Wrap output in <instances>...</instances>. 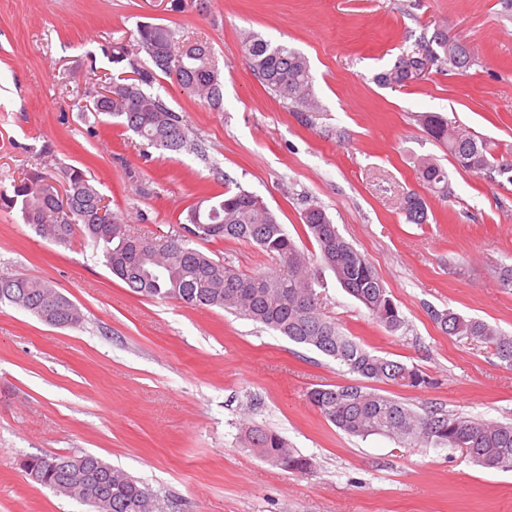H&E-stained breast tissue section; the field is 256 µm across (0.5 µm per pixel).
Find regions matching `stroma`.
I'll list each match as a JSON object with an SVG mask.
<instances>
[{
  "instance_id": "obj_1",
  "label": "stroma",
  "mask_w": 512,
  "mask_h": 512,
  "mask_svg": "<svg viewBox=\"0 0 512 512\" xmlns=\"http://www.w3.org/2000/svg\"><path fill=\"white\" fill-rule=\"evenodd\" d=\"M166 25L212 47L224 106L210 109L167 77L157 87L182 114L197 151L147 149L123 127L82 117L93 78L114 73L106 46L138 23ZM474 48L466 71L429 70L401 89L374 77L434 30ZM304 54L319 112L310 124L253 76L240 34ZM437 112L512 159V0H0V191L28 170L78 167L128 231L157 241L204 197L242 187L260 196L302 249L300 214L320 205L372 263L405 319L389 332L334 277L323 311L381 356L436 381L385 387L411 408L512 421V370L484 344L445 334L444 310L512 336V184L454 168L419 117ZM447 168L450 195L426 194L429 221L400 203L420 191L415 159ZM245 274L272 272L257 247L205 242ZM50 281L84 313L48 326L0 303V512H95L34 482L29 455L90 453L155 495L160 512H512V472L459 449L352 437L306 399L353 375L317 350L217 308L133 294L91 240L61 246L0 208V273ZM277 431L314 463L290 473L247 448L246 428Z\"/></svg>"
}]
</instances>
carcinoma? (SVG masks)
I'll list each match as a JSON object with an SVG mask.
<instances>
[{
	"label": "carcinoma",
	"mask_w": 512,
	"mask_h": 512,
	"mask_svg": "<svg viewBox=\"0 0 512 512\" xmlns=\"http://www.w3.org/2000/svg\"><path fill=\"white\" fill-rule=\"evenodd\" d=\"M241 48L253 76L276 99L295 112L301 121L317 110L313 77L306 57L286 45H274L252 31L241 33ZM437 69L464 71L473 65V49L448 40L437 30L423 42ZM112 63L121 64L134 77L120 74L95 91L92 112L119 120L160 153L178 154L196 149L183 116L154 89L163 74L176 81L190 97L210 108L222 107L221 72L211 48L202 42H186L170 27L150 22L136 26L132 48L112 46L105 50ZM150 64H145L142 57ZM415 61L401 55L389 69L377 74L381 86H406L417 79ZM420 121L428 133L448 148L455 167L491 181L503 178L512 184V160L494 154L490 142L448 123L436 113ZM423 185L448 197V171L428 157L416 161ZM107 199L85 172L77 167L56 176L33 169L14 182L12 192H0V207L16 209L24 223L40 236L58 244L71 242V221L83 235L101 248L106 266L133 293L151 299L176 300L194 307H216L263 324L291 341L316 349L339 362L360 378L348 385H318L306 393L308 402L337 428L350 436L380 435L403 445L461 448L479 466L512 470V423H503L443 412L422 413L405 402L364 389L361 382L423 388L431 378L416 366H408L364 348L347 336L322 311L317 288L322 272L330 271L341 288L389 332L400 330L405 320L369 260L338 232L319 205L303 210L305 235L314 243L322 265L317 267L288 236L284 226L263 200L240 187L228 188L221 198L207 197L192 205L181 225L183 233L162 244L134 238L112 214ZM401 210L409 224H426L428 205L415 192L407 194ZM229 241L254 245L272 255L279 269L271 274H244L215 259L194 243ZM56 289L28 276L0 274V302L9 303L42 318L45 305ZM442 331L451 336L476 339L512 369V336L486 322L453 311L434 313ZM248 447L265 460L291 472L306 474L311 458L289 447L276 432L261 427L245 431ZM88 480L104 501L98 512H155L153 503L140 497L143 483L101 458L83 455ZM26 467L41 474L46 487L69 485L78 492L86 484L72 480L62 466L48 470L41 456L30 455Z\"/></svg>",
	"instance_id": "1"
}]
</instances>
